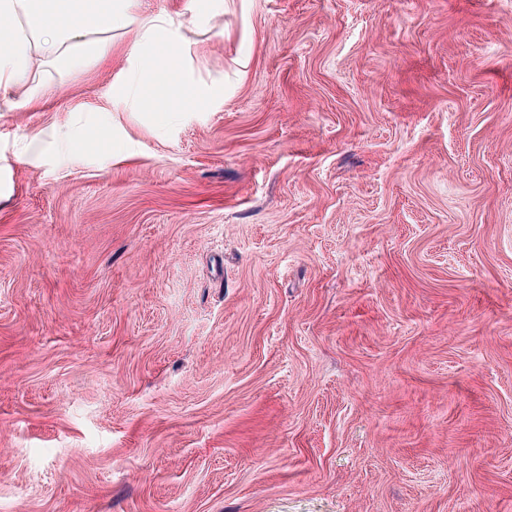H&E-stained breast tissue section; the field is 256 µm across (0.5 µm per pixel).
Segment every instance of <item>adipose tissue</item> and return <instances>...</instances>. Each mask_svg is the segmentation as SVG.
<instances>
[{"instance_id": "ef3b65f1", "label": "adipose tissue", "mask_w": 512, "mask_h": 512, "mask_svg": "<svg viewBox=\"0 0 512 512\" xmlns=\"http://www.w3.org/2000/svg\"><path fill=\"white\" fill-rule=\"evenodd\" d=\"M137 0H0V112L34 108L58 77L112 54L113 33L134 59L118 99L169 118L184 83L179 29L170 15L139 21Z\"/></svg>"}]
</instances>
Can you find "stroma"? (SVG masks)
Instances as JSON below:
<instances>
[{"mask_svg":"<svg viewBox=\"0 0 512 512\" xmlns=\"http://www.w3.org/2000/svg\"><path fill=\"white\" fill-rule=\"evenodd\" d=\"M137 12L203 103L0 112V512H512V0Z\"/></svg>","mask_w":512,"mask_h":512,"instance_id":"obj_1","label":"stroma"}]
</instances>
